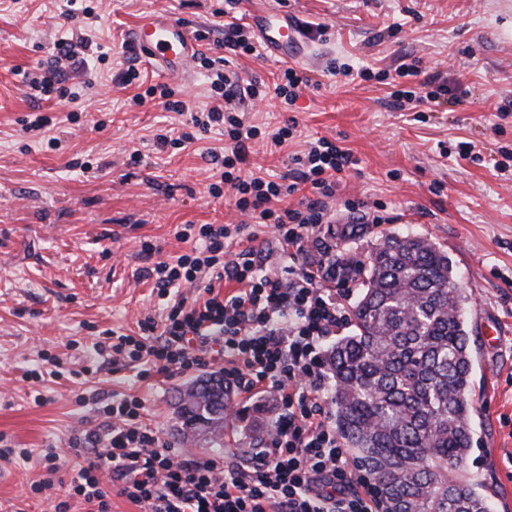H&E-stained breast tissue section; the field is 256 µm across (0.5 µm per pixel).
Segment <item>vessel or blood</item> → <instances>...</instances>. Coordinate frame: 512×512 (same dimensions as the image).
I'll use <instances>...</instances> for the list:
<instances>
[{
	"mask_svg": "<svg viewBox=\"0 0 512 512\" xmlns=\"http://www.w3.org/2000/svg\"><path fill=\"white\" fill-rule=\"evenodd\" d=\"M252 24L272 55L300 58V49L308 37L288 16L277 10L259 11L251 16ZM133 46L162 73L188 80L195 73L198 43L183 22L165 15L140 21L134 29Z\"/></svg>",
	"mask_w": 512,
	"mask_h": 512,
	"instance_id": "vessel-or-blood-1",
	"label": "vessel or blood"
}]
</instances>
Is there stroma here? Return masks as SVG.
<instances>
[{"mask_svg": "<svg viewBox=\"0 0 512 512\" xmlns=\"http://www.w3.org/2000/svg\"><path fill=\"white\" fill-rule=\"evenodd\" d=\"M97 22L64 15L60 0H0V441L27 449L28 457L0 460V512H53L79 466L68 441L76 429L96 424L95 392L140 399L146 423L177 448L220 453L236 460L259 447L254 428L262 413L249 409L224 428L223 445L186 436L177 418L178 398L202 379L199 371L129 380L111 360L88 364L105 331L137 333L145 315L164 320L147 275L155 263L189 251L187 224H244L264 247L276 249L271 228L242 214L231 194L215 198L218 182L209 153H223L221 128L202 132L191 115L213 106L203 73L172 82L183 113L158 101L134 104L138 85L118 74L137 22L169 15L192 30H212L200 50L224 53V0H84ZM258 9L287 11L328 26L326 41L311 42L298 66L318 87L295 104L267 98L247 117L261 134L250 150L252 170L280 176L288 156L325 137L351 151L357 164L343 173L330 221L317 232L303 261L326 256L365 261L386 235L414 233L448 254L468 297L466 324L475 348L469 391L474 434L467 464L489 490L492 512H512V0H259ZM401 31H393V23ZM79 30L92 44L83 62L66 64L71 94L31 97L25 73L54 59L62 32ZM421 59L461 88L460 101L428 112L389 107L386 80H351L327 71L330 61L394 74L403 57ZM51 118L56 144L23 127L25 117ZM295 136L274 147L270 135L288 118ZM188 133L192 143L159 151L157 135ZM473 143L480 160L458 155ZM361 199L387 216L384 224H358L344 200ZM152 252H145L144 244ZM66 370L51 376L53 359ZM60 456L54 475L39 463L43 448ZM52 479L35 495L32 484Z\"/></svg>", "mask_w": 512, "mask_h": 512, "instance_id": "35a3bbf8", "label": "stroma"}]
</instances>
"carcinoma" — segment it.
I'll list each match as a JSON object with an SVG mask.
<instances>
[{
	"mask_svg": "<svg viewBox=\"0 0 512 512\" xmlns=\"http://www.w3.org/2000/svg\"><path fill=\"white\" fill-rule=\"evenodd\" d=\"M356 330L331 347L336 427L379 489L383 512H489L467 468L472 445L468 297L426 238L387 237L370 253ZM224 380L188 390L183 425L221 443Z\"/></svg>",
	"mask_w": 512,
	"mask_h": 512,
	"instance_id": "cac0c4a2",
	"label": "carcinoma"
}]
</instances>
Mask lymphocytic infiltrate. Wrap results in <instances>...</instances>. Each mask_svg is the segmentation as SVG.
I'll return each instance as SVG.
<instances>
[{
	"label": "lymphocytic infiltrate",
	"mask_w": 512,
	"mask_h": 512,
	"mask_svg": "<svg viewBox=\"0 0 512 512\" xmlns=\"http://www.w3.org/2000/svg\"><path fill=\"white\" fill-rule=\"evenodd\" d=\"M86 37L71 33L55 42L56 65L32 78L41 93L67 95L63 62L74 60ZM218 105L194 113L200 131L220 126L227 147L214 196L233 189L238 210L272 225L288 263L287 275L268 265L269 256L247 235V246L235 253L227 246L243 232L241 226L186 225L183 239H199L198 247L174 261L157 262L148 272L159 297L172 290L203 287L208 299L194 304L174 301L164 323L140 320V336L117 335L110 346L113 363L148 377L152 370L185 373L220 363L224 385L276 399V413L263 447L248 463L200 455L172 447L142 421V403L127 395L99 397L100 421L90 430L73 433L70 450L82 459L67 499L54 512H70L78 499L86 512H112L108 488L144 512H378L374 483L360 473L341 444L329 419L332 396L322 344L351 321L350 300L358 268L302 263L317 228L327 221V199L333 198L340 176L354 163L351 152L325 138L293 155L291 183L263 177L249 169V148L259 135L245 116L243 99L269 96L294 104L313 87V77L284 68L274 86L238 84L229 70L201 56ZM397 78L407 86L394 90L391 104L438 103L456 92L420 60L400 64ZM300 194L298 207L284 198ZM237 283L236 292L213 295L212 280ZM333 287H326V280Z\"/></svg>",
	"instance_id": "1"
}]
</instances>
